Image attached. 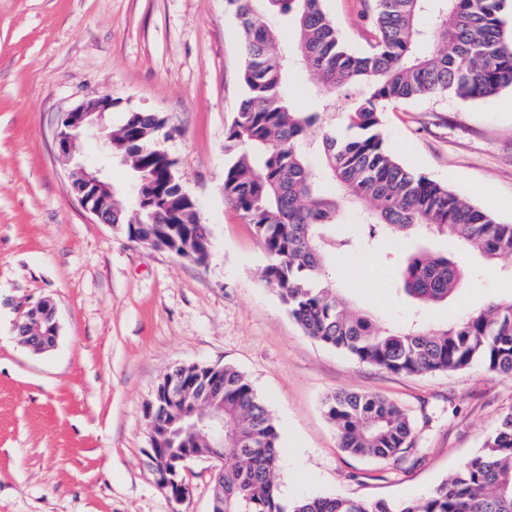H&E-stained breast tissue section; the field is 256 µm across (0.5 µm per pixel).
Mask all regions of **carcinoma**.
<instances>
[{"label": "carcinoma", "mask_w": 512, "mask_h": 512, "mask_svg": "<svg viewBox=\"0 0 512 512\" xmlns=\"http://www.w3.org/2000/svg\"><path fill=\"white\" fill-rule=\"evenodd\" d=\"M506 0H375L368 21L372 40L350 52L323 0H227L240 28L244 86L225 133L224 198L254 226L271 262L263 272L288 314L314 340L360 364L419 375L462 370L474 363L512 377V300L463 315L446 328H386L367 311L351 308L327 262L372 245L380 234L407 240L422 233L453 234L487 261L512 257V224H503L448 187L417 176L383 148L380 115L391 104L449 95L464 101L512 88V32ZM288 17L281 46L267 21ZM314 78V108L301 111L290 97L292 72ZM341 112L346 131L332 128L319 151L306 130L326 112ZM164 126L158 113L131 111L112 131V150L128 159L132 183L147 200L121 209L127 235L142 243L185 251V235L171 224L198 223L181 192L176 161L154 148ZM366 206L359 235H336L343 206ZM395 265L399 291L415 308L443 304L462 283L458 262L443 252L415 250ZM224 512H512V408L479 449L450 478L420 500L386 503L342 495L284 500L279 491V431L251 381L224 366ZM339 447L350 455L388 460L411 449V418L389 399L344 391L324 402ZM172 417L155 416L154 430L173 451L206 441L189 431L174 435Z\"/></svg>", "instance_id": "carcinoma-1"}]
</instances>
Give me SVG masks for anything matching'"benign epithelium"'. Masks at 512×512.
Masks as SVG:
<instances>
[{"instance_id":"1","label":"benign epithelium","mask_w":512,"mask_h":512,"mask_svg":"<svg viewBox=\"0 0 512 512\" xmlns=\"http://www.w3.org/2000/svg\"><path fill=\"white\" fill-rule=\"evenodd\" d=\"M114 101L110 96L89 100L63 114L55 134V147L59 158L72 163L75 141L79 138L96 144L97 154L81 162L72 163L68 177L82 208L100 224H112V181L107 177L108 165L115 159L112 154V134L105 132L101 123L104 113L110 111ZM19 342L34 352H45L54 348L59 337V324L53 304L44 300L26 312L16 327ZM186 365H177L170 372L163 395L152 400L146 407L148 424H153L157 404L179 402L188 397L190 391L179 382L180 372ZM198 408L181 414L179 421L191 429H201L210 439V447L224 446V402L219 393L210 387L194 396ZM150 448L148 457L156 474L158 484L175 501L189 494V487L182 478L186 463L198 453L191 450L180 458L162 461L158 456L154 429H149Z\"/></svg>"}]
</instances>
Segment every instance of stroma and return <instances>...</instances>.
<instances>
[{
  "mask_svg": "<svg viewBox=\"0 0 512 512\" xmlns=\"http://www.w3.org/2000/svg\"><path fill=\"white\" fill-rule=\"evenodd\" d=\"M373 5L324 0L351 51L368 47ZM242 64L225 0H0V512H209L213 459L188 462L191 491L179 503L149 463L145 406L179 364H229L250 379L280 430L278 485L290 501L426 496L512 408V377L478 363L414 376L361 365L288 314L261 278L270 258L252 225L224 199ZM105 94L115 102L106 129L130 110L166 116V148L210 229L206 265L130 240L79 204L54 137L62 113ZM381 130L401 164L512 224V89L396 103ZM428 245L455 257L462 286L419 312L396 290L389 239L328 273L386 327H446L512 298L507 262L450 235ZM45 299L60 336L36 353L15 327ZM340 391L405 408L414 451L384 461L344 453L324 411Z\"/></svg>",
  "mask_w": 512,
  "mask_h": 512,
  "instance_id": "1",
  "label": "stroma"
}]
</instances>
